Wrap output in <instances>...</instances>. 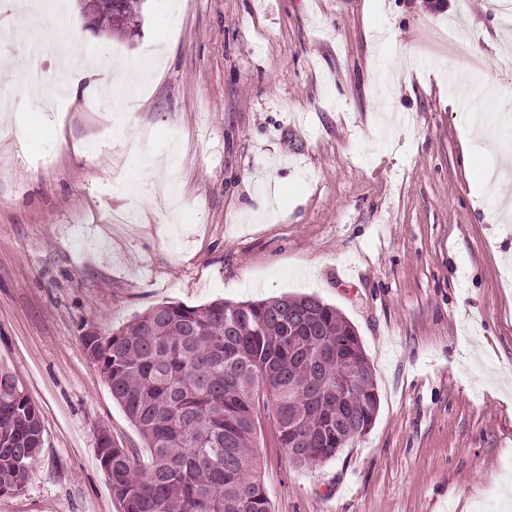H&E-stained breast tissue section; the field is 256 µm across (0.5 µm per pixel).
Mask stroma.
I'll use <instances>...</instances> for the list:
<instances>
[{
    "label": "stroma",
    "mask_w": 512,
    "mask_h": 512,
    "mask_svg": "<svg viewBox=\"0 0 512 512\" xmlns=\"http://www.w3.org/2000/svg\"><path fill=\"white\" fill-rule=\"evenodd\" d=\"M496 21L487 0H143L117 38L49 0L0 34V367L44 425L0 512H121L102 429L149 457L86 331L285 294L354 325L380 405L312 469L263 420L270 512H512V184L474 183L463 151L512 94ZM75 45L124 82L70 103ZM492 135L479 165L512 172V120Z\"/></svg>",
    "instance_id": "1"
}]
</instances>
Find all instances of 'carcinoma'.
Returning a JSON list of instances; mask_svg holds the SVG:
<instances>
[{"instance_id":"obj_1","label":"carcinoma","mask_w":512,"mask_h":512,"mask_svg":"<svg viewBox=\"0 0 512 512\" xmlns=\"http://www.w3.org/2000/svg\"><path fill=\"white\" fill-rule=\"evenodd\" d=\"M141 0L95 7L104 28L134 23ZM149 462L100 431L101 466L121 512H269L255 454L260 412L291 464L313 468L350 441L336 411L368 432L379 408L356 330L311 295L203 306L157 305L107 336H83ZM360 360L354 388L336 397V353ZM38 408L0 369V495L21 491L43 446Z\"/></svg>"}]
</instances>
